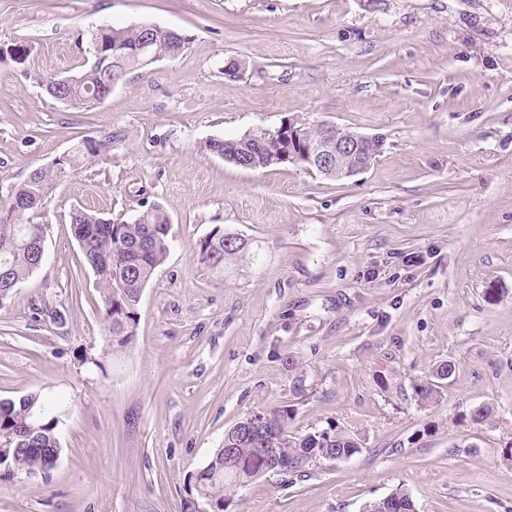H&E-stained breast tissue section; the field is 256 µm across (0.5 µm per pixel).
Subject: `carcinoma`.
<instances>
[{"label": "carcinoma", "instance_id": "obj_1", "mask_svg": "<svg viewBox=\"0 0 512 512\" xmlns=\"http://www.w3.org/2000/svg\"><path fill=\"white\" fill-rule=\"evenodd\" d=\"M145 38L142 29L135 26L119 27L111 36L103 37V61L99 68L87 66L79 75L89 84L100 82L99 69L119 61L118 80H123L129 69L139 66L135 52ZM178 37L160 33L154 37V52L160 57H175L181 49ZM268 132L257 129L231 140L212 139L206 145L211 153L242 158L256 169L277 165L269 157ZM109 141L83 140L74 145L72 172L81 171L100 155ZM59 180L56 170L35 168L19 184L10 186L5 199L0 200V248L9 244L12 236L31 241L13 248L8 265L0 266V291L13 289L37 269L38 254L32 241L44 228L33 224L29 216L45 203ZM75 239L95 275L100 294L103 317L112 342L124 346L134 335L140 303L139 294L153 278L157 268L167 257L170 248V221L163 207L154 203L131 222L114 223L89 209H77L71 215ZM225 232L216 229L200 244L199 261L206 268L222 272L247 258L248 247L244 239L225 243ZM455 371L450 361L441 363L431 376L413 384L414 398L421 405H429L440 394L438 382L448 380ZM58 403L38 393H29L17 399L0 400V434L30 437V441L11 447L4 466L8 472L49 470L46 456L33 452L35 448L52 450L59 447L60 423L55 419ZM494 409L484 404L462 415L461 422L474 426L490 425ZM288 411L275 409L249 414L227 432L228 444L235 448V461L231 473L212 475V470L224 467V448H218L206 464L207 470L198 472L196 491L213 502L217 512H224V502L237 488L259 476L267 462L268 449H278L285 458L290 472H301L310 463L326 456L348 458L359 451L357 442L335 429L305 434L288 431ZM364 512H415L413 501L404 490H397L365 506Z\"/></svg>", "mask_w": 512, "mask_h": 512}]
</instances>
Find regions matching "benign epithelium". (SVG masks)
I'll return each mask as SVG.
<instances>
[{
    "label": "benign epithelium",
    "instance_id": "7a95c632",
    "mask_svg": "<svg viewBox=\"0 0 512 512\" xmlns=\"http://www.w3.org/2000/svg\"><path fill=\"white\" fill-rule=\"evenodd\" d=\"M81 84L75 75L53 77L45 83L46 89L56 95V100L70 106L73 99L66 90ZM322 140L308 148H292L298 142L301 128L290 119L270 132L271 151L277 153L282 163L299 165L336 180L354 177L365 172L381 153L383 141L373 135L343 130L331 123H321Z\"/></svg>",
    "mask_w": 512,
    "mask_h": 512
}]
</instances>
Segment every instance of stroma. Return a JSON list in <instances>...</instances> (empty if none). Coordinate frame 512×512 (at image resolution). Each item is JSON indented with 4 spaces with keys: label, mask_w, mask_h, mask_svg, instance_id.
<instances>
[{
    "label": "stroma",
    "mask_w": 512,
    "mask_h": 512,
    "mask_svg": "<svg viewBox=\"0 0 512 512\" xmlns=\"http://www.w3.org/2000/svg\"><path fill=\"white\" fill-rule=\"evenodd\" d=\"M141 23L188 44L98 106L41 88L81 71L98 27ZM18 43L23 62L0 56V182L112 143L49 195L45 260L0 302V399L68 411L53 469L0 474V512H193L225 432L272 409L361 450L264 474L224 512H363L400 487L416 512H512V0H0V47ZM291 117L385 146L340 181L205 148ZM156 201L169 253L119 347L70 214L128 222ZM217 227L254 261L200 264ZM445 361L419 406L414 382ZM486 403L495 426L456 424ZM109 144V140L103 141L96 140H82L73 146L74 151L72 155V174L79 173L89 162L100 155L101 151ZM455 371L454 364L450 361L441 363L432 373L431 376L426 377L419 382L413 384L414 398L421 405H429L436 400L440 394L441 385L439 381L448 380L452 377ZM438 380V381H435Z\"/></svg>",
    "instance_id": "obj_1"
}]
</instances>
